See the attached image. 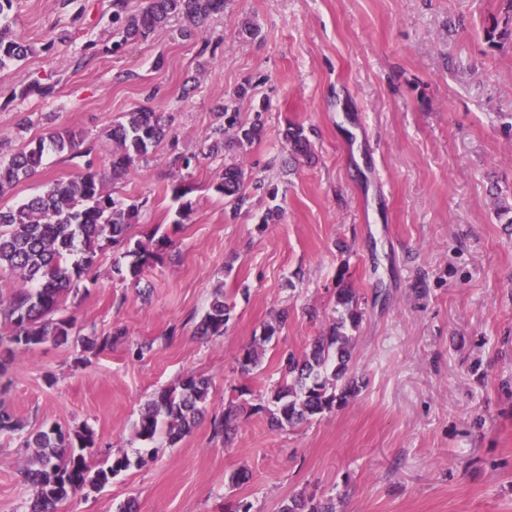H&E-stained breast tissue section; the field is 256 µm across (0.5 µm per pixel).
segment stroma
<instances>
[{
  "label": "stroma",
  "mask_w": 512,
  "mask_h": 512,
  "mask_svg": "<svg viewBox=\"0 0 512 512\" xmlns=\"http://www.w3.org/2000/svg\"><path fill=\"white\" fill-rule=\"evenodd\" d=\"M503 0H229L202 33L180 20L113 54L111 0H14V32L34 46L0 68V149L49 126L82 130L77 157L43 169L0 198L23 202L93 161L113 198L145 201L132 240L169 236L164 264L140 285L112 271L68 300L83 334L130 335L79 362L47 343L18 355L0 405L30 427L88 425L92 461L135 464L59 512H280L289 499L336 512H512V43L485 29ZM49 99H13L33 82ZM241 122L263 115L254 142L226 136L202 152L220 106ZM162 112L172 131L112 180L106 131L125 112ZM306 157L290 159L288 127ZM184 154V176L169 165ZM245 173L249 202L234 208L212 186L225 166ZM181 189L191 212L176 223ZM280 214L269 218L270 208ZM362 314L352 370L359 392L311 423L279 430L253 405L282 378L279 354L303 351L336 318L339 285ZM235 305L223 336L195 332L216 287ZM316 317H309V310ZM288 326L252 374L241 350L279 312ZM154 348L132 357L136 342ZM189 374L210 382L207 415L177 444L134 436L143 405ZM247 406L231 442L212 415ZM27 454L0 435V512H23ZM248 481L233 485L232 473Z\"/></svg>",
  "instance_id": "35a3bbf8"
}]
</instances>
